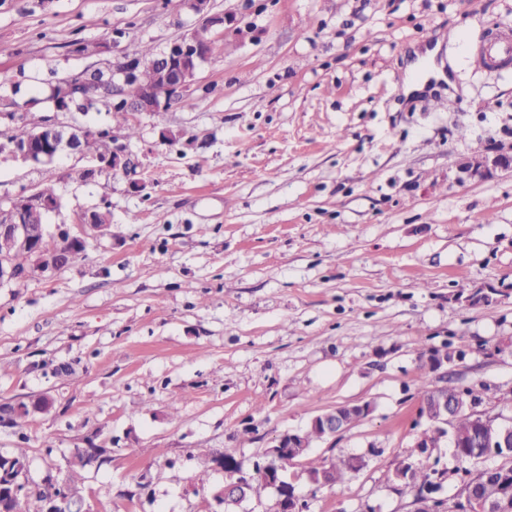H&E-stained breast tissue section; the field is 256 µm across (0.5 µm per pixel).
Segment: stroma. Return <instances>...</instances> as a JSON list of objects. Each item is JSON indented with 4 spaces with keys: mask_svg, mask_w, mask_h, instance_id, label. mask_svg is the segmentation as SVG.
<instances>
[{
    "mask_svg": "<svg viewBox=\"0 0 512 512\" xmlns=\"http://www.w3.org/2000/svg\"><path fill=\"white\" fill-rule=\"evenodd\" d=\"M235 20L183 104L132 114L133 172L80 176L81 161L0 157V201L55 183L49 223L108 203L107 235L65 270L0 288V404L48 398L0 451L27 449L31 478L105 446L80 494L90 512H224V474L342 405L371 413L288 468L308 512H416L390 477L402 460L447 471V443L415 440L421 353L448 349L452 381L512 421V171L460 181L456 162L512 154V70L475 45L512 29V0H209ZM201 21L188 0H0L5 115L106 127L107 112H55L48 82L166 50ZM97 53H73V40ZM452 59L405 94L416 53ZM203 104H196V97ZM177 133L163 141L162 128ZM74 373L58 376L57 368ZM353 457L333 486L310 462ZM215 456L210 449H205L198 455V459L200 463L207 468H210L211 465L216 461V467L224 471L225 475H227V482H225L220 496L222 498V502L224 503V501L228 500L227 496L230 490L241 485V482L239 481L241 473L236 472V470L232 468L233 464L230 460H226L225 462L224 453L216 454ZM234 476L236 477L235 481H233Z\"/></svg>",
    "mask_w": 512,
    "mask_h": 512,
    "instance_id": "stroma-1",
    "label": "stroma"
}]
</instances>
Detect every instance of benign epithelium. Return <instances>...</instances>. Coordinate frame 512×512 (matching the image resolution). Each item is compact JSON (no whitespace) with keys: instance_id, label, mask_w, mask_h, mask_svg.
<instances>
[{"instance_id":"1","label":"benign epithelium","mask_w":512,"mask_h":512,"mask_svg":"<svg viewBox=\"0 0 512 512\" xmlns=\"http://www.w3.org/2000/svg\"><path fill=\"white\" fill-rule=\"evenodd\" d=\"M189 58L204 63L208 60L206 46L199 43L194 35L185 36L173 42L167 50L160 53V65L164 70L163 86H147L143 89L138 102L131 106L133 112H153L164 108L171 101L179 98L192 85L193 75L183 67V62ZM133 58L130 56L118 57L112 61V79L126 81ZM98 130L83 128L81 139L65 154L77 157L88 163L81 175L103 171L127 170L133 166L131 154L125 139L112 134V158L101 160L93 151L92 141ZM66 135L64 126L53 120L41 129L36 139L27 143L22 152H11L9 157L23 162H34L42 158V163L51 164L60 157L53 150L57 140ZM459 171L468 177H482L493 170L512 171V156L498 154L494 157L488 155L467 157L458 163ZM58 198H48L37 192L22 195L0 204V242L15 248L22 254L18 261L11 256L0 257V288H9L21 283L37 274L53 273L59 270L60 262L55 255L44 253L37 241V234L32 226L27 224V215L31 211H39L45 215L60 209ZM79 233L74 234L66 224L54 225L53 234L65 239V244L86 245V238L90 235L102 236L105 231L97 224L92 223L90 214L84 213L78 218ZM456 412V402L450 401L441 407V416L433 421L435 441H423L424 435H419L415 442L417 448H434L437 441L448 435V423ZM478 425L482 434L474 447L482 449L481 457L485 458L499 448L507 447L512 443V423H497L482 413H477ZM216 467L227 475V482L221 492L222 500H227L230 490L241 485L238 481L240 473L233 469L231 461L224 459V454L216 455ZM24 474L14 475L0 471V512H11L12 498L18 492L19 482ZM272 488L281 497L283 512H302L304 504L296 494L290 492L291 486L283 475L274 476ZM41 487L49 496L48 512H61L60 505L67 502L69 487L62 479L55 477L52 471H47Z\"/></svg>"}]
</instances>
